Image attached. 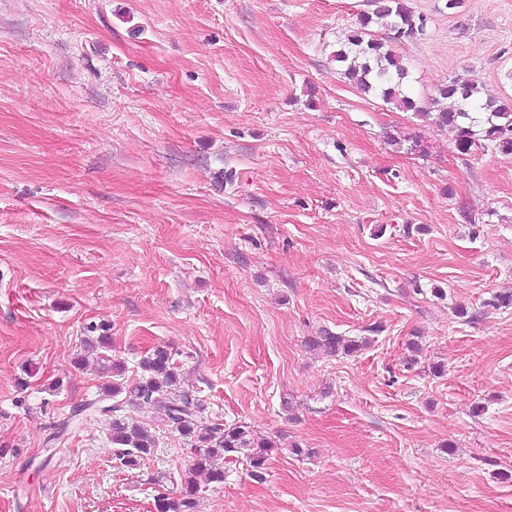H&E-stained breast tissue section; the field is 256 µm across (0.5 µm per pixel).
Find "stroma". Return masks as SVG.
Returning a JSON list of instances; mask_svg holds the SVG:
<instances>
[{
    "label": "stroma",
    "mask_w": 512,
    "mask_h": 512,
    "mask_svg": "<svg viewBox=\"0 0 512 512\" xmlns=\"http://www.w3.org/2000/svg\"><path fill=\"white\" fill-rule=\"evenodd\" d=\"M408 0L427 104L512 97V0ZM370 0H0V512H154L192 464L53 435L167 347L221 459L196 512H512V154L359 93L331 55ZM104 322L124 372L85 354ZM327 330L362 342L309 353ZM421 351L411 354L410 343Z\"/></svg>",
    "instance_id": "35a3bbf8"
}]
</instances>
